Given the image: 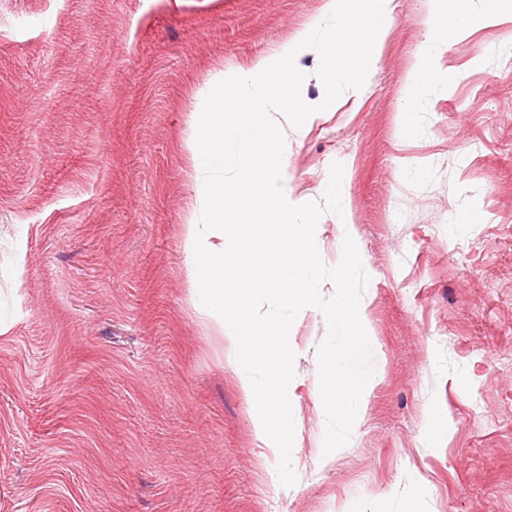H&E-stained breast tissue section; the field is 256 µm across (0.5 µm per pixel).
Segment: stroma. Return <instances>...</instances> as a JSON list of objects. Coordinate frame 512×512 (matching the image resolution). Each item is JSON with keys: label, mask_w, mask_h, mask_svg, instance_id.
<instances>
[{"label": "stroma", "mask_w": 512, "mask_h": 512, "mask_svg": "<svg viewBox=\"0 0 512 512\" xmlns=\"http://www.w3.org/2000/svg\"><path fill=\"white\" fill-rule=\"evenodd\" d=\"M326 0H0V512H512V23L408 76L425 0H393L361 97L288 136V190L322 200L341 162L378 377L323 454L317 347L289 343L286 487L260 447L235 348L190 302L185 144L197 93L318 21ZM479 221L459 225L461 211Z\"/></svg>", "instance_id": "obj_1"}]
</instances>
